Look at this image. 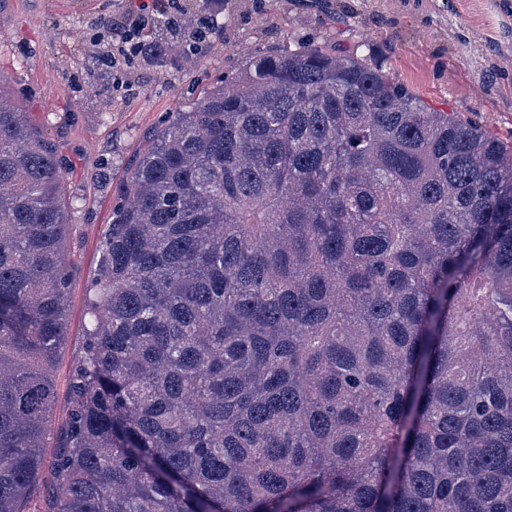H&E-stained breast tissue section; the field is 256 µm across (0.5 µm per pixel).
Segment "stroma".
<instances>
[{"label": "stroma", "instance_id": "35a3bbf8", "mask_svg": "<svg viewBox=\"0 0 512 512\" xmlns=\"http://www.w3.org/2000/svg\"><path fill=\"white\" fill-rule=\"evenodd\" d=\"M139 0H0V76L15 105L66 163L74 261L68 336L56 371L65 387L88 321L85 290L116 189L167 113L188 105L210 74L253 56L315 42L357 50L424 103L483 125L512 149V0H155L148 26L188 9L216 15L202 53L112 54V30Z\"/></svg>", "mask_w": 512, "mask_h": 512}]
</instances>
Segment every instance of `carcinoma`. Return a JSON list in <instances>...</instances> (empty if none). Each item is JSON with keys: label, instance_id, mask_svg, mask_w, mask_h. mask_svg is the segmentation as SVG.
<instances>
[{"label": "carcinoma", "instance_id": "1", "mask_svg": "<svg viewBox=\"0 0 512 512\" xmlns=\"http://www.w3.org/2000/svg\"><path fill=\"white\" fill-rule=\"evenodd\" d=\"M63 161L0 93V512H512V150L352 52L211 78L67 336Z\"/></svg>", "mask_w": 512, "mask_h": 512}]
</instances>
